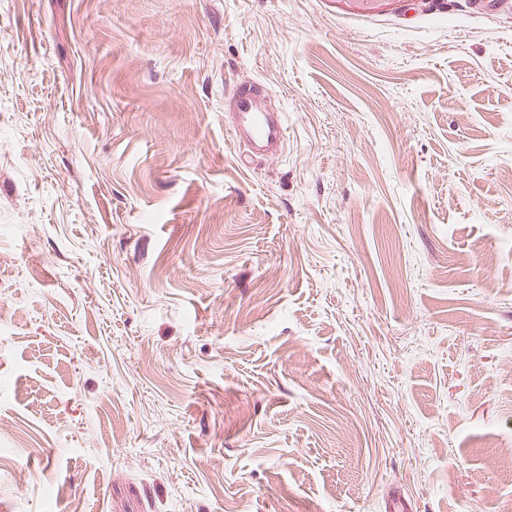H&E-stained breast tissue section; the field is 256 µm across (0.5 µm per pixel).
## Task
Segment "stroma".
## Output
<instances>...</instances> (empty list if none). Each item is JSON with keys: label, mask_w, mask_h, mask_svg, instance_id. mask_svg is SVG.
<instances>
[{"label": "stroma", "mask_w": 512, "mask_h": 512, "mask_svg": "<svg viewBox=\"0 0 512 512\" xmlns=\"http://www.w3.org/2000/svg\"><path fill=\"white\" fill-rule=\"evenodd\" d=\"M511 455L512 0H0V512H495ZM259 88L238 89L231 100L228 116L236 141L253 155L273 156L286 138L287 128L280 115L263 112L259 103Z\"/></svg>", "instance_id": "obj_1"}]
</instances>
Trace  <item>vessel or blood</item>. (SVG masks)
I'll return each instance as SVG.
<instances>
[{
  "label": "vessel or blood",
  "instance_id": "b4317fda",
  "mask_svg": "<svg viewBox=\"0 0 512 512\" xmlns=\"http://www.w3.org/2000/svg\"><path fill=\"white\" fill-rule=\"evenodd\" d=\"M229 118L237 142L251 154H275L286 138L285 122L278 114L262 111L255 88L237 90L231 100Z\"/></svg>",
  "mask_w": 512,
  "mask_h": 512
}]
</instances>
